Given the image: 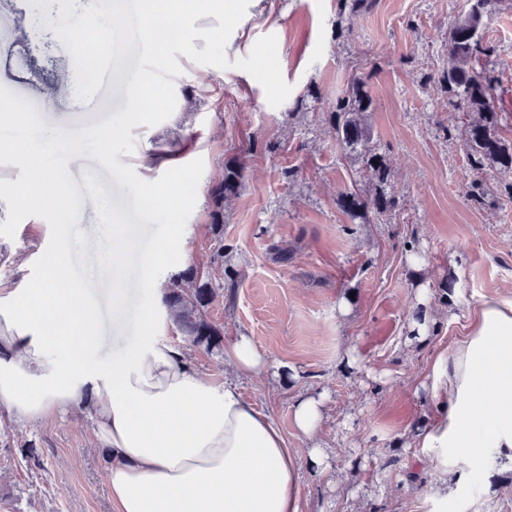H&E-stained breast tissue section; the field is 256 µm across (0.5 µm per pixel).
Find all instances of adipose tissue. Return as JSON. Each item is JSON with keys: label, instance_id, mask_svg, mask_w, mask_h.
<instances>
[{"label": "adipose tissue", "instance_id": "adipose-tissue-1", "mask_svg": "<svg viewBox=\"0 0 512 512\" xmlns=\"http://www.w3.org/2000/svg\"><path fill=\"white\" fill-rule=\"evenodd\" d=\"M141 0L144 34L156 40V22L167 17L193 38L184 61L158 59L141 71L125 94L126 104L152 112L149 89L164 85L176 116L190 104L178 86L183 62H209L211 75L222 63L212 41L224 34L233 0ZM57 152V165L32 174L45 147ZM11 165L30 172L0 192V220L17 197L35 201L37 211L62 210V176L83 168L86 155L78 136L51 134L12 143L4 151ZM70 259L60 256L41 283L23 284L0 294V408L41 421L87 405L94 440L109 454L107 481L115 512H300L301 461L327 469L318 434L324 396L303 395L293 404V422L309 444L298 456L271 418L246 401L236 386L201 377L184 353L160 340L158 314H144L139 345L121 365L100 361L103 342L100 305L92 285L74 279ZM56 299L50 320L24 312L39 287ZM56 323L64 347L46 336ZM224 361L246 375L266 372L268 360L240 334L224 344ZM436 408L433 421L414 428L409 445L422 449L437 477L431 497L440 505L455 500L470 467L466 448L484 458L512 463V299L486 298L470 314L466 336L437 350L420 382ZM195 421L190 431L169 421L173 405ZM457 456H449V449Z\"/></svg>", "mask_w": 512, "mask_h": 512}]
</instances>
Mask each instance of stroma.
Wrapping results in <instances>:
<instances>
[{
  "instance_id": "1",
  "label": "stroma",
  "mask_w": 512,
  "mask_h": 512,
  "mask_svg": "<svg viewBox=\"0 0 512 512\" xmlns=\"http://www.w3.org/2000/svg\"><path fill=\"white\" fill-rule=\"evenodd\" d=\"M46 0H0V90L42 126L81 130L124 108L123 90L140 73L147 50L122 43L102 55L73 56L80 25L67 0L56 9L61 32L41 61ZM466 0H262L228 18L239 29L224 44L223 76L213 92L196 97L198 70L182 76L193 111L152 126L133 127L135 148L120 163L139 169L141 158L170 145L180 164L203 159L196 205L187 220L179 262L160 282L206 263L214 246L212 187L227 167L242 165L243 186L224 207L223 271L212 272L221 291L208 307L225 336H251L269 368L256 377L237 373L220 352L192 350L196 369L216 383L231 381L268 414L290 447L305 453L292 416L303 394L326 396L320 441L329 475L305 470L301 512H434L435 476L406 447L409 425L431 422L435 411L417 394L434 348L467 333L469 313L482 299L512 298L511 178L498 168L476 173L448 128L460 121L448 111L437 82L448 58V33ZM493 48L489 66L498 79L499 132L512 141V0H500L483 18ZM103 67L108 87L86 86ZM264 68L266 80L254 72ZM360 76L372 100L365 116L370 141L390 171L396 204L368 222L352 219L343 193L375 191L361 164L348 158L327 120L351 75ZM53 110H45V96ZM296 170L294 180L283 176ZM92 174L111 203L130 211L132 196L112 174L87 159L65 174V189L81 206L71 219L54 211L33 216L17 203L0 223V291L35 280L68 250L72 275L103 286L110 276L89 243L101 242L96 206L86 203L85 174ZM288 249L274 260L271 245ZM421 252L410 264V252ZM426 294L435 329L428 345L406 342L419 294ZM125 311L100 313L101 357L124 350L140 292L126 291ZM453 297V311L441 308ZM346 303L339 314L338 303ZM447 512H512V469H489L482 455ZM109 457L91 445L85 408L44 422L0 410V512H113L105 480Z\"/></svg>"
}]
</instances>
